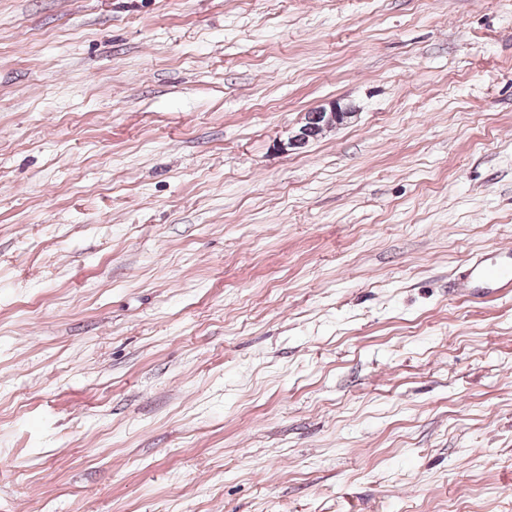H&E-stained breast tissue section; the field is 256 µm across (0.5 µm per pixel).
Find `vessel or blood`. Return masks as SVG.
Instances as JSON below:
<instances>
[{
	"mask_svg": "<svg viewBox=\"0 0 512 512\" xmlns=\"http://www.w3.org/2000/svg\"><path fill=\"white\" fill-rule=\"evenodd\" d=\"M455 287L477 298L512 292V248L497 247L471 261Z\"/></svg>",
	"mask_w": 512,
	"mask_h": 512,
	"instance_id": "obj_1",
	"label": "vessel or blood"
}]
</instances>
